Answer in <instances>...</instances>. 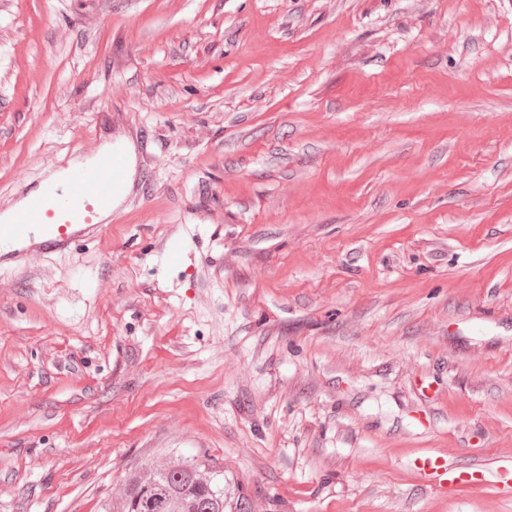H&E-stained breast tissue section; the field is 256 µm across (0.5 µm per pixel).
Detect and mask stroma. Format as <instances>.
<instances>
[{
  "label": "stroma",
  "mask_w": 512,
  "mask_h": 512,
  "mask_svg": "<svg viewBox=\"0 0 512 512\" xmlns=\"http://www.w3.org/2000/svg\"><path fill=\"white\" fill-rule=\"evenodd\" d=\"M123 136L0 266V512H512V0H0V209ZM116 146L126 152L129 160L119 196L116 198L127 166L121 151L104 154L92 165L72 169L60 184L46 183L25 204L20 202L11 208L7 217L1 213L0 264L20 266L33 252L68 251L77 240L101 230L100 214L112 211L115 199L114 206H118L134 183L132 141L122 138ZM420 468L432 485L440 490H447L448 487L461 484L465 480L454 463L444 457H426ZM199 462L165 468L149 478L130 479L125 487V512H227L223 478L207 480Z\"/></svg>",
  "instance_id": "stroma-1"
}]
</instances>
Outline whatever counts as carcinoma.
Instances as JSON below:
<instances>
[{"mask_svg": "<svg viewBox=\"0 0 512 512\" xmlns=\"http://www.w3.org/2000/svg\"><path fill=\"white\" fill-rule=\"evenodd\" d=\"M203 464L165 468L125 487V512H226L224 485L202 477Z\"/></svg>", "mask_w": 512, "mask_h": 512, "instance_id": "cac0c4a2", "label": "carcinoma"}]
</instances>
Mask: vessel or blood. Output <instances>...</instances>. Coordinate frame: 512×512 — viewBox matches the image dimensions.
Instances as JSON below:
<instances>
[{
	"label": "vessel or blood",
	"mask_w": 512,
	"mask_h": 512,
	"mask_svg": "<svg viewBox=\"0 0 512 512\" xmlns=\"http://www.w3.org/2000/svg\"><path fill=\"white\" fill-rule=\"evenodd\" d=\"M127 159L113 151L94 164L68 172L63 182L46 183L39 193L8 216L0 215V264L23 265L35 252H62L79 239L97 234L101 213L111 211L123 185ZM421 469L438 489L464 480L454 463L427 457Z\"/></svg>",
	"instance_id": "1"
}]
</instances>
